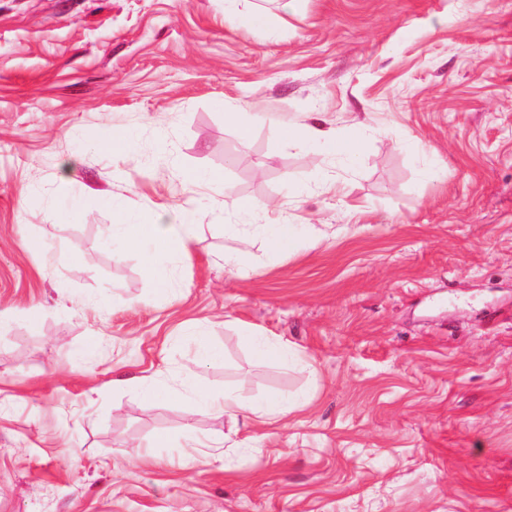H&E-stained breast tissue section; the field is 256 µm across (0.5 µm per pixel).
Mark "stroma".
Listing matches in <instances>:
<instances>
[{
  "label": "stroma",
  "instance_id": "1",
  "mask_svg": "<svg viewBox=\"0 0 512 512\" xmlns=\"http://www.w3.org/2000/svg\"><path fill=\"white\" fill-rule=\"evenodd\" d=\"M188 201L163 291L112 211ZM0 314V512H512V0H0ZM197 333L206 386L291 412L194 411ZM365 144L366 140L358 129L344 135L336 134L332 150L336 157L355 161L364 151ZM267 247L272 252L290 249L299 233V224H265L262 225Z\"/></svg>",
  "mask_w": 512,
  "mask_h": 512
}]
</instances>
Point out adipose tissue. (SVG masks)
Listing matches in <instances>:
<instances>
[{
	"label": "adipose tissue",
	"instance_id": "ef3b65f1",
	"mask_svg": "<svg viewBox=\"0 0 512 512\" xmlns=\"http://www.w3.org/2000/svg\"><path fill=\"white\" fill-rule=\"evenodd\" d=\"M198 217L195 210L175 206L171 213L159 216L150 224L137 223L125 209L112 211V232L120 239L124 250L138 253L150 266L159 286H166L168 277L164 268L157 266L161 253L187 254ZM184 379L191 386L190 398L197 410L217 411L230 419L243 418L257 421L265 417H278L289 411L286 402L268 399L262 402L244 403L231 396L216 397L196 377L194 368H187Z\"/></svg>",
	"mask_w": 512,
	"mask_h": 512
}]
</instances>
